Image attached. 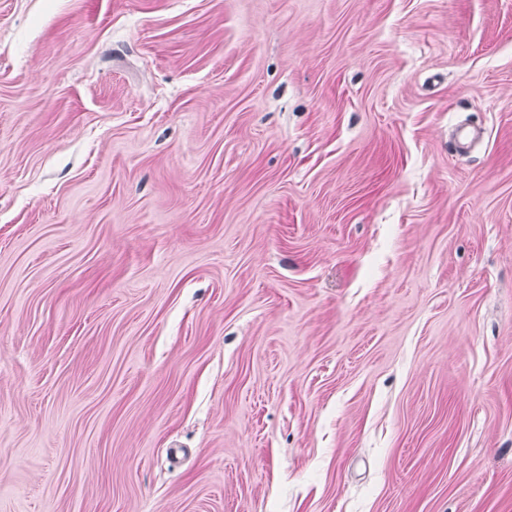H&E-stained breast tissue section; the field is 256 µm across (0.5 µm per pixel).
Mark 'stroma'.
<instances>
[{"label":"stroma","mask_w":512,"mask_h":512,"mask_svg":"<svg viewBox=\"0 0 512 512\" xmlns=\"http://www.w3.org/2000/svg\"><path fill=\"white\" fill-rule=\"evenodd\" d=\"M0 512H512V0H0Z\"/></svg>","instance_id":"stroma-1"}]
</instances>
